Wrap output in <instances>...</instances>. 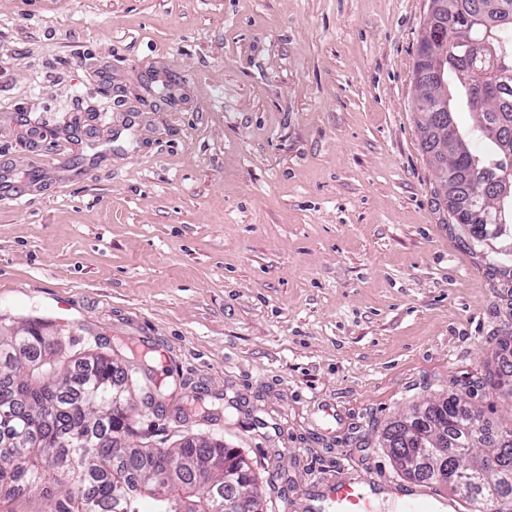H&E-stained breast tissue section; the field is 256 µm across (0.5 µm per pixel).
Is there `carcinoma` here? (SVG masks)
<instances>
[{"label":"carcinoma","instance_id":"carcinoma-1","mask_svg":"<svg viewBox=\"0 0 512 512\" xmlns=\"http://www.w3.org/2000/svg\"><path fill=\"white\" fill-rule=\"evenodd\" d=\"M440 18L448 36L444 70L458 80L473 114L469 132L461 134V153L448 183L460 202L480 209L473 190L487 186V172L512 168V0H447ZM500 23L496 63L475 51L481 41L474 21ZM426 34L418 41L414 71L432 67ZM497 367L488 372L491 385L512 396V339L499 344ZM134 381L129 368L101 354L80 352L65 361L48 351L43 325L23 326L0 336V486L18 493L42 488L46 471L38 464L51 459L66 486L51 512H142L145 496L157 502L154 512H220L224 490L244 461L224 442L192 437L180 446L112 447V439L129 431V410L112 405V393ZM448 439V462L429 452L432 432ZM512 426L490 429L483 412L457 396L442 397L418 413L391 422L384 429L394 461L404 458L412 469L408 479L444 483L461 507L471 505L482 489L459 486L462 470L489 469L512 475ZM83 460V470H71ZM493 512H512V478L500 484Z\"/></svg>","mask_w":512,"mask_h":512}]
</instances>
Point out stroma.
<instances>
[{"label": "stroma", "mask_w": 512, "mask_h": 512, "mask_svg": "<svg viewBox=\"0 0 512 512\" xmlns=\"http://www.w3.org/2000/svg\"><path fill=\"white\" fill-rule=\"evenodd\" d=\"M429 5L0 0V331L142 355L129 443L221 439L268 512L404 483L412 405L512 422V257L451 223L415 126ZM512 338V337H511ZM507 339L499 344L496 352L497 367L488 372V380L491 385L502 393L512 397V339Z\"/></svg>", "instance_id": "35a3bbf8"}]
</instances>
